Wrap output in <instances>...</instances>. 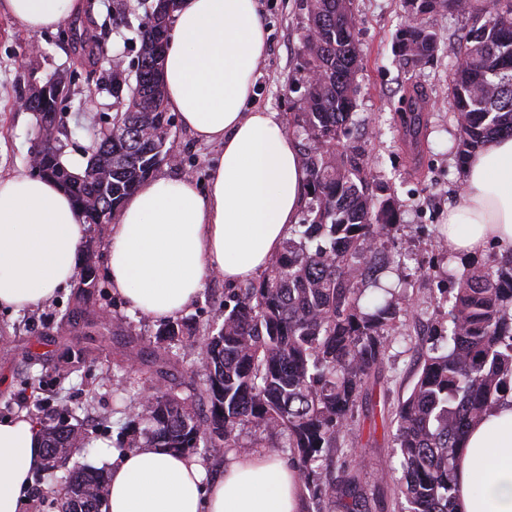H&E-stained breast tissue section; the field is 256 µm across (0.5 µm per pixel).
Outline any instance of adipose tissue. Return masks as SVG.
<instances>
[{
    "mask_svg": "<svg viewBox=\"0 0 512 512\" xmlns=\"http://www.w3.org/2000/svg\"><path fill=\"white\" fill-rule=\"evenodd\" d=\"M86 0H0V15L33 34L86 10ZM268 48L258 0H178L165 47V104L182 125L221 151L200 191L159 175L124 204L108 239V278L128 308L173 318L206 276L256 278L276 255L304 204L307 175L281 116L252 105ZM463 194L448 212L449 250L473 258L512 247V136L469 159ZM85 231L54 181L0 177V307H36L72 284ZM45 440L26 416L0 421V512H18ZM103 512H301L296 466L263 452L232 453L220 477L203 459L165 448L106 457ZM458 512H512V398L468 431L455 468Z\"/></svg>",
    "mask_w": 512,
    "mask_h": 512,
    "instance_id": "obj_1",
    "label": "adipose tissue"
}]
</instances>
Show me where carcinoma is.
<instances>
[{
    "label": "carcinoma",
    "mask_w": 512,
    "mask_h": 512,
    "mask_svg": "<svg viewBox=\"0 0 512 512\" xmlns=\"http://www.w3.org/2000/svg\"><path fill=\"white\" fill-rule=\"evenodd\" d=\"M177 0H114L115 10L144 15L132 32L140 48L135 84L112 86V127L117 139L94 134L80 176L61 160L66 134L50 95L34 113L38 132L50 139L38 158L44 177L72 196L80 222L92 231L118 220L124 200L152 177L173 148L172 118L163 91V42ZM406 20L397 38L401 55L429 63L438 54L452 60L451 106L457 127L455 153L465 164L488 139L512 136V0H405ZM301 73L304 93L298 111L288 113V132L298 139L307 171L301 223L289 231L282 251L260 279L233 293L202 327L203 349L190 370L203 379V394L181 397L175 386L154 389V402L130 407L146 424V446L193 452L203 447L238 448L237 430L246 425L286 437L312 503L336 495L343 512H369L359 494V476L343 465L332 481L321 482L312 464L335 453L349 437L354 410L379 374L387 340L403 309L383 300L365 307L362 285L381 291L377 272L401 204L392 187L377 178L361 140L355 136V76L360 67L352 0H299ZM438 10L467 17L470 26L444 42L429 26ZM412 107L402 117L404 135L418 138L425 95L411 83ZM102 241L89 240L74 284L78 307L95 305ZM445 320L431 328V346L421 358L410 394L392 411L396 452L403 471L398 496L406 512H454L453 470L467 429L512 393V249L494 268L465 263L453 286L442 290ZM197 328L171 320L156 338L173 353L176 340ZM70 407L40 421L45 438L43 471L50 461L80 452L89 433L70 424ZM106 492L103 472L69 470L61 481L62 512H100Z\"/></svg>",
    "instance_id": "carcinoma-1"
}]
</instances>
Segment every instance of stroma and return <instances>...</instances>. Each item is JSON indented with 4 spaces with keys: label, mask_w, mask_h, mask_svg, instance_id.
<instances>
[{
    "label": "stroma",
    "mask_w": 512,
    "mask_h": 512,
    "mask_svg": "<svg viewBox=\"0 0 512 512\" xmlns=\"http://www.w3.org/2000/svg\"><path fill=\"white\" fill-rule=\"evenodd\" d=\"M88 9L76 20H65L56 31L37 35L0 16V176L30 172V150L36 134L32 113L21 101L35 81L47 74L64 77L70 95L60 109L67 135L64 157L86 155L91 138L88 117L99 126L112 123V77H130V65L140 44L132 40L126 21L112 12V0H87ZM269 32L266 58L260 62L253 102L280 114L296 111L297 96L289 90L298 79V30L303 14L297 0H259ZM362 64L356 74V118L374 175L388 181L401 204L400 223L392 230L388 255L405 258L391 268L392 278L404 287L393 299L404 310L387 346L382 371L369 384L353 418L356 438L342 456L321 462L323 479H332L341 463L358 469L360 490L371 512H401L396 486L400 462L393 452L391 410L405 396L418 368L415 349L432 323L441 319V289L450 287L463 269V258L440 249L441 227L448 210L459 200L461 168L452 150L456 127L448 104L452 66L446 57L417 66L396 53L395 36L405 8L402 0H353ZM99 34L102 42L95 76H88L73 48L74 30ZM420 81L428 98L422 149L411 156L399 132L400 115L408 111L407 88ZM171 138L184 161L161 165V174L182 177L207 187L212 161L220 144L197 140L181 123H174ZM228 286L223 277H206L199 295L182 319L199 327L211 322L224 308ZM72 306V292L59 291L45 304L27 310L0 308V419L27 413L37 416L35 397L83 403L90 414L80 422L93 424L96 445L75 454V465H91L104 449L113 450L143 439L142 426L129 415L115 412L116 396L144 394L159 384L162 375L154 364L160 352L155 332L159 321L130 312L110 286L97 292V310L122 322L123 331L112 336L86 335L59 328L61 316Z\"/></svg>",
    "instance_id": "35a3bbf8"
}]
</instances>
